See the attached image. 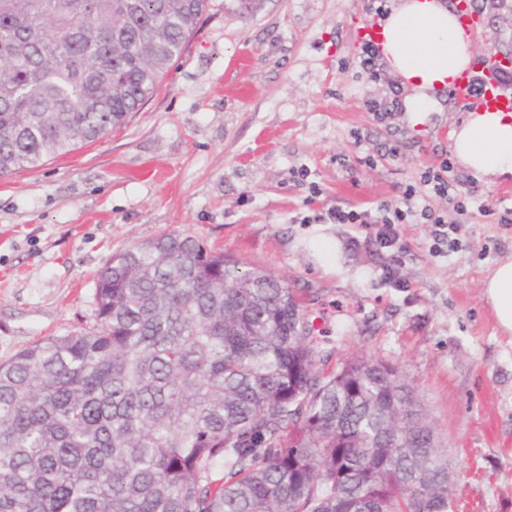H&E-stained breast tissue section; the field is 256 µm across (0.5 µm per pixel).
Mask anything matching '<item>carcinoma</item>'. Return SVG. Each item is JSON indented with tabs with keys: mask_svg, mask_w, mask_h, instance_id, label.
<instances>
[{
	"mask_svg": "<svg viewBox=\"0 0 512 512\" xmlns=\"http://www.w3.org/2000/svg\"><path fill=\"white\" fill-rule=\"evenodd\" d=\"M211 0H0V177L140 110ZM97 324L0 362V512H449L397 368L338 358L282 281L164 234Z\"/></svg>",
	"mask_w": 512,
	"mask_h": 512,
	"instance_id": "cac0c4a2",
	"label": "carcinoma"
}]
</instances>
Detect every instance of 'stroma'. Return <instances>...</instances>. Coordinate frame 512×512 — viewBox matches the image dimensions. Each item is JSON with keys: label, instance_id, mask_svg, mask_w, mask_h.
Returning a JSON list of instances; mask_svg holds the SVG:
<instances>
[{"label": "stroma", "instance_id": "stroma-1", "mask_svg": "<svg viewBox=\"0 0 512 512\" xmlns=\"http://www.w3.org/2000/svg\"><path fill=\"white\" fill-rule=\"evenodd\" d=\"M474 57L512 54V0H473ZM363 0H213L198 33L125 125L0 178V361L95 323V275L164 233L192 236L286 282L346 355L411 383L446 452L453 512H512V338L482 282L512 224L479 211L512 177L475 184L457 246L399 225L315 221L328 206L396 201L449 159L464 112L449 95L414 131L397 81L358 66ZM389 102L377 122L366 100ZM396 278H388L389 268Z\"/></svg>", "mask_w": 512, "mask_h": 512}]
</instances>
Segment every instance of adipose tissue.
<instances>
[{
	"label": "adipose tissue",
	"instance_id": "1",
	"mask_svg": "<svg viewBox=\"0 0 512 512\" xmlns=\"http://www.w3.org/2000/svg\"><path fill=\"white\" fill-rule=\"evenodd\" d=\"M380 24V63L398 79L405 112L435 108L436 90L450 85L473 61L471 35L446 0H394ZM451 151L484 183L512 175V115L469 114L451 134ZM482 288L499 331L512 337V256L495 265Z\"/></svg>",
	"mask_w": 512,
	"mask_h": 512
}]
</instances>
